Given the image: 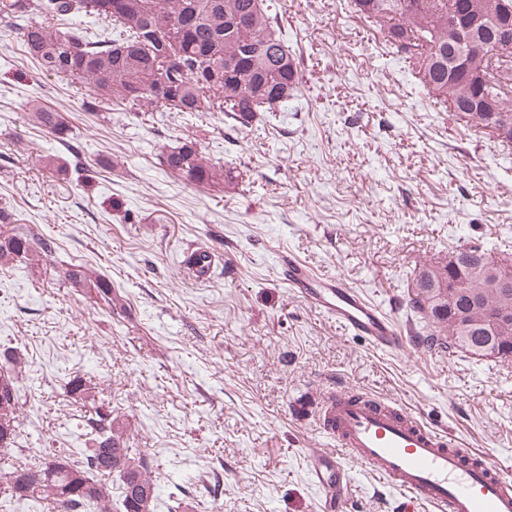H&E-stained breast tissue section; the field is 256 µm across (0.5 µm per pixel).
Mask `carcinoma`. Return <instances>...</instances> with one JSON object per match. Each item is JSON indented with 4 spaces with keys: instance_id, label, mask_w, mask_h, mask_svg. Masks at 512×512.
Instances as JSON below:
<instances>
[{
    "instance_id": "cac0c4a2",
    "label": "carcinoma",
    "mask_w": 512,
    "mask_h": 512,
    "mask_svg": "<svg viewBox=\"0 0 512 512\" xmlns=\"http://www.w3.org/2000/svg\"><path fill=\"white\" fill-rule=\"evenodd\" d=\"M363 17L389 34L420 86L441 103L465 84L473 65L486 78L466 88L474 96L486 94L495 112L477 110L464 120L477 133L499 123L512 126V49L492 46L485 31L482 45L448 66L460 33L448 22L460 7L475 3L491 17L512 18V0H364ZM90 16L105 26L92 37L68 27L75 17ZM19 29L28 55L41 68L70 83H88L95 107L116 103L130 112H222L248 126L259 112H272L302 94L299 62L278 32V22L264 0H138V10L112 9V0H0V20ZM58 21L62 30L53 25ZM176 56L179 63L169 61ZM40 127L67 143L72 127L60 112L34 105ZM160 162L190 184L221 186L233 177L207 159L196 141L183 139L166 146ZM55 243L32 228L0 233V261L49 256ZM65 278L76 286L94 289L112 301V283L89 278L82 266H72ZM410 306L425 319L421 342L461 350L477 357L486 349L498 358L512 356V329L491 326V317L512 313V270L494 263L478 247L455 249L416 279ZM9 367L0 370V448H12L19 436L22 408L17 386L20 364L6 349L0 354ZM71 394L90 403L85 428L91 447L72 460L63 454L32 466H0V490L18 501L40 499L56 512H104L112 475L121 481L122 512H154L156 485L147 477L138 448H130L115 430L112 414L100 411L80 379L68 385ZM112 455V467L101 466Z\"/></svg>"
}]
</instances>
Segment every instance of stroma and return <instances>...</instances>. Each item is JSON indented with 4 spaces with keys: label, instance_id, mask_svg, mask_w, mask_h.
I'll use <instances>...</instances> for the list:
<instances>
[{
    "label": "stroma",
    "instance_id": "35a3bbf8",
    "mask_svg": "<svg viewBox=\"0 0 512 512\" xmlns=\"http://www.w3.org/2000/svg\"><path fill=\"white\" fill-rule=\"evenodd\" d=\"M296 54L302 96L247 127L221 112L90 109L89 88L47 74L0 20V209L55 252L0 263V350L24 362L13 455L80 457V378L140 449L167 512H322L309 449L328 447L310 400L347 386L407 405L429 426L512 464V358L422 346L410 304L423 265L477 246L512 266V150L426 95L351 0H266ZM64 113L69 143L32 103ZM195 139L234 184H190L158 161ZM68 168L57 174L54 164ZM215 261L187 269L188 250ZM287 251L337 275L404 337L373 351L279 278ZM112 283L111 302L63 279ZM346 512H397L351 462Z\"/></svg>",
    "mask_w": 512,
    "mask_h": 512
}]
</instances>
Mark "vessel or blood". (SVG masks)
<instances>
[{"instance_id": "b4317fda", "label": "vessel or blood", "mask_w": 512, "mask_h": 512, "mask_svg": "<svg viewBox=\"0 0 512 512\" xmlns=\"http://www.w3.org/2000/svg\"><path fill=\"white\" fill-rule=\"evenodd\" d=\"M278 268L298 297L374 349L402 346L395 321L345 280L317 273L285 252ZM314 404L321 429L335 442L311 454L310 477L326 495V512H345L350 460L398 492L401 512L420 505L428 512H512V469L461 447L403 405L342 388L326 391Z\"/></svg>"}]
</instances>
